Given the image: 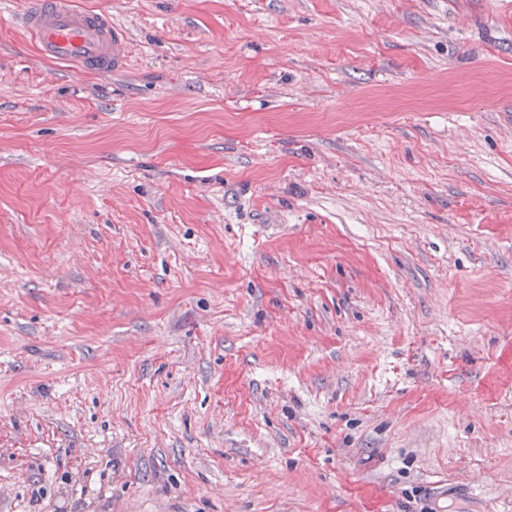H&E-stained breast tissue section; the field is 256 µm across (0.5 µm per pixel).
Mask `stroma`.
Returning <instances> with one entry per match:
<instances>
[{
    "instance_id": "stroma-1",
    "label": "stroma",
    "mask_w": 512,
    "mask_h": 512,
    "mask_svg": "<svg viewBox=\"0 0 512 512\" xmlns=\"http://www.w3.org/2000/svg\"><path fill=\"white\" fill-rule=\"evenodd\" d=\"M0 0V512H512V8ZM16 23L45 58L78 72L108 76L127 66L125 30L103 9L81 10L72 0H24Z\"/></svg>"
}]
</instances>
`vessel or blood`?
Here are the masks:
<instances>
[{
	"mask_svg": "<svg viewBox=\"0 0 512 512\" xmlns=\"http://www.w3.org/2000/svg\"><path fill=\"white\" fill-rule=\"evenodd\" d=\"M15 21L43 57L76 71L107 76L128 63L126 32L109 11L81 10L73 0H23Z\"/></svg>",
	"mask_w": 512,
	"mask_h": 512,
	"instance_id": "b4317fda",
	"label": "vessel or blood"
}]
</instances>
